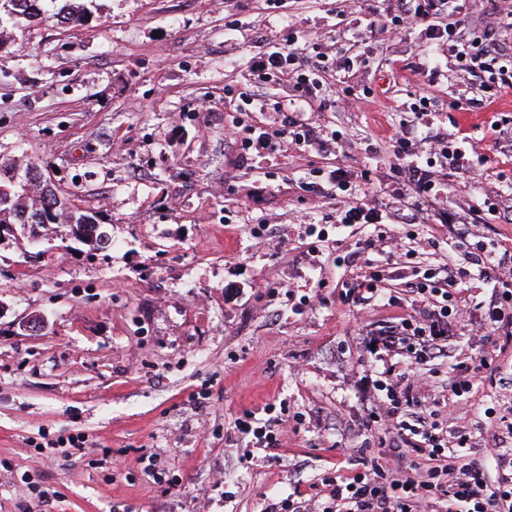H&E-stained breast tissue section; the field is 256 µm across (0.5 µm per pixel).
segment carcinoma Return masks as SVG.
I'll return each mask as SVG.
<instances>
[{"label":"carcinoma","mask_w":512,"mask_h":512,"mask_svg":"<svg viewBox=\"0 0 512 512\" xmlns=\"http://www.w3.org/2000/svg\"><path fill=\"white\" fill-rule=\"evenodd\" d=\"M96 0H0V33L7 26L55 20L69 25L92 14ZM51 223L48 231L71 238L73 227L99 223L96 215L74 207L50 186L38 165L26 164L18 184L0 192V228L9 224Z\"/></svg>","instance_id":"cac0c4a2"}]
</instances>
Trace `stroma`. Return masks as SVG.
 Segmentation results:
<instances>
[{"mask_svg":"<svg viewBox=\"0 0 512 512\" xmlns=\"http://www.w3.org/2000/svg\"><path fill=\"white\" fill-rule=\"evenodd\" d=\"M98 4L85 22L0 40V164H39L110 236L97 251L46 243L33 258L26 238L0 239V512H278L288 499L316 512L323 478L362 471L381 450L356 388L370 323L411 312V268L448 264L449 223L512 246V104L454 51L494 21L500 58L512 60V29L500 24L512 0H464L447 41L357 26L399 0ZM291 36L350 69L327 70L303 115L314 143L257 164L240 138L282 115L241 110L239 95L293 97L286 78L252 68ZM423 96L440 118L414 142L420 159L462 127L470 153L492 159L482 174L446 176L438 199L400 202L393 135ZM330 132L329 154L319 141ZM324 167L376 195L388 232L421 239L412 262L397 249L355 254L370 229H337ZM350 257L384 269L396 305L340 301ZM314 293L319 302L293 310ZM32 317L44 327L23 331ZM446 350L420 399L449 430L474 433L472 457L489 440L512 448V387L485 379L453 397L457 364H477L484 348L460 328ZM489 407L503 420L487 430ZM247 412L277 419L275 446L236 429ZM77 433L85 444L68 454L47 446ZM151 455L162 482L143 472Z\"/></svg>","mask_w":512,"mask_h":512,"instance_id":"35a3bbf8","label":"stroma"}]
</instances>
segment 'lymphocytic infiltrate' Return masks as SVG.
<instances>
[{
    "instance_id": "f902f5d3",
    "label": "lymphocytic infiltrate",
    "mask_w": 512,
    "mask_h": 512,
    "mask_svg": "<svg viewBox=\"0 0 512 512\" xmlns=\"http://www.w3.org/2000/svg\"><path fill=\"white\" fill-rule=\"evenodd\" d=\"M458 10L457 0H402L397 14H369L363 24L386 35L422 26L430 38L441 39L449 33L442 17ZM456 58L469 72L496 73L498 89L512 88V69L497 65L485 36L474 37L468 49L458 50ZM260 65L288 74L295 90L305 98L313 97L320 87L312 71L325 68L323 60L304 59L293 39L268 52ZM415 118V125L402 130L396 139L395 170L403 191L434 196L439 191L435 173L419 160L412 139L415 133L432 128L438 115L423 106L416 110ZM311 136L308 123L288 117L279 128L252 131L243 146L254 158L267 159L279 150L282 139L288 137L295 145L304 146ZM459 250L460 265L449 269L447 287H437L432 273H424L415 284L418 312L402 318L398 325L379 327L369 338L377 365L367 378L373 403L366 410L363 426L383 434L394 457H401L407 448L427 459V466H415L409 474L401 466L375 461L369 469L351 476L325 478L330 503L321 512H419L433 501L443 504V512H512V453L492 451L494 465L490 468L476 459L450 461L449 446L468 447L471 436L464 432L448 440L441 424L424 416L410 371L412 365L441 354L452 328L471 325L491 331L495 350L482 356L477 365L459 366L450 384L453 396L468 394L483 372L498 376L502 386L512 385L511 379L500 376L498 362L499 351L512 347V253L471 246L465 235L460 238ZM471 266L477 267L491 296L489 301L470 307L461 300L458 286Z\"/></svg>"
}]
</instances>
